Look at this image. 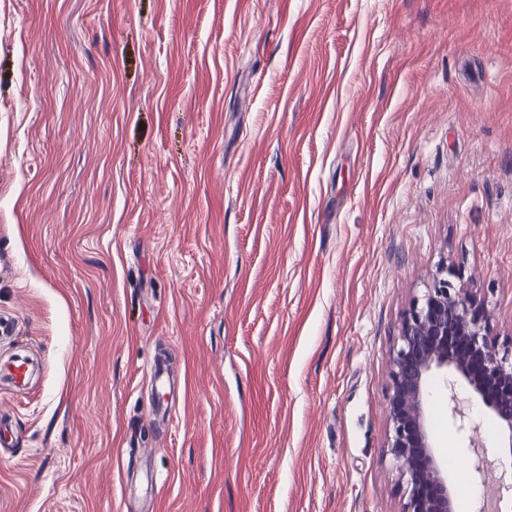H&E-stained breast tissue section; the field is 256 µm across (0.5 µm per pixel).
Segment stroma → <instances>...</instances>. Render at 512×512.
I'll return each mask as SVG.
<instances>
[{"label":"stroma","instance_id":"35a3bbf8","mask_svg":"<svg viewBox=\"0 0 512 512\" xmlns=\"http://www.w3.org/2000/svg\"><path fill=\"white\" fill-rule=\"evenodd\" d=\"M444 265L512 343V0H0V512H401L389 357ZM430 392L457 496L512 434ZM150 378L153 383L154 401L153 406L155 410H160L163 406V399L169 395L170 385L165 376V369L162 364L155 363L150 367Z\"/></svg>","mask_w":512,"mask_h":512}]
</instances>
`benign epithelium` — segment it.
Returning <instances> with one entry per match:
<instances>
[{
    "instance_id": "obj_1",
    "label": "benign epithelium",
    "mask_w": 512,
    "mask_h": 512,
    "mask_svg": "<svg viewBox=\"0 0 512 512\" xmlns=\"http://www.w3.org/2000/svg\"><path fill=\"white\" fill-rule=\"evenodd\" d=\"M445 267L404 317L388 371V452L405 498L402 512H455L448 471L431 449L428 378L464 379L512 433V359L498 349L488 316Z\"/></svg>"
}]
</instances>
